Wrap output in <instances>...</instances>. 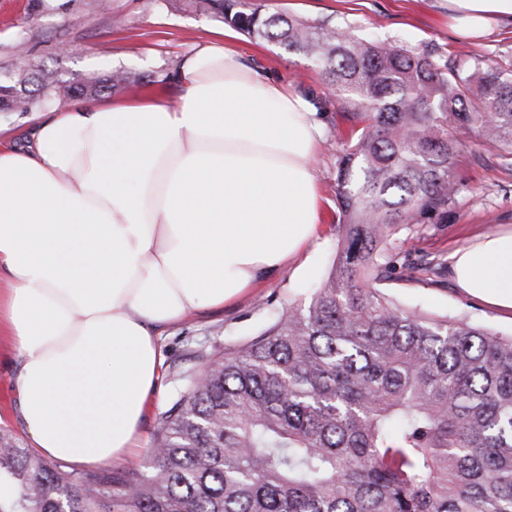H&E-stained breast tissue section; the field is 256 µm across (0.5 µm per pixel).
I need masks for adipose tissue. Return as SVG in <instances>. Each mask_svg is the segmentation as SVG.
I'll use <instances>...</instances> for the list:
<instances>
[{"label":"adipose tissue","instance_id":"ef3b65f1","mask_svg":"<svg viewBox=\"0 0 512 512\" xmlns=\"http://www.w3.org/2000/svg\"><path fill=\"white\" fill-rule=\"evenodd\" d=\"M451 30L512 29V0H448ZM176 100H69L0 148V333L35 448L123 458L160 392L156 339L300 259L321 231L323 124L309 98L230 44L174 62ZM455 283L512 310V231L452 255Z\"/></svg>","mask_w":512,"mask_h":512}]
</instances>
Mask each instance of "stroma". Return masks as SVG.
<instances>
[{
	"label": "stroma",
	"instance_id": "obj_1",
	"mask_svg": "<svg viewBox=\"0 0 512 512\" xmlns=\"http://www.w3.org/2000/svg\"><path fill=\"white\" fill-rule=\"evenodd\" d=\"M263 11H281L307 20L348 22L358 35L410 46L435 47L448 63L479 58L493 63L512 53V31L503 30L477 42L459 40L448 28L446 0H251ZM228 26L210 14L184 8L181 0H107L97 9L91 0H0V69L8 67L13 47L26 39L36 63L71 72L127 69L140 79L123 91L127 97H163V76L195 43L215 39ZM232 45L259 72L271 73L306 95L322 117L324 134L315 159L316 175L326 200L322 237L309 248L310 273L292 269L264 281L236 304L188 316L162 330L157 338L162 393L144 424L145 441H153L158 418L179 390L183 373L201 370L224 350L238 346L267 328L288 305L308 304L336 256L341 213L336 201V163L354 130L346 109L324 84L317 67L279 44L235 33ZM67 54H60V45ZM478 134H470L452 174L459 193L447 217L423 216L415 238L392 251L390 277L381 289L398 305L430 315H464L477 325L512 332V312L493 308L457 288L451 256L485 234L512 230V159L488 151ZM441 262L433 283L410 280L409 267L420 256ZM15 358L9 337L0 336V432L23 447L31 441L14 414Z\"/></svg>",
	"mask_w": 512,
	"mask_h": 512
}]
</instances>
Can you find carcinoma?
Returning a JSON list of instances; mask_svg holds the SVG:
<instances>
[{"label":"carcinoma","mask_w":512,"mask_h":512,"mask_svg":"<svg viewBox=\"0 0 512 512\" xmlns=\"http://www.w3.org/2000/svg\"><path fill=\"white\" fill-rule=\"evenodd\" d=\"M311 60L360 120L337 160L338 251L289 305L210 360L159 419L148 473L67 471L0 433V512H512V335L401 307L391 236L448 216L474 130L512 155V55L453 64L351 26L187 0ZM0 110L98 100L135 76L67 73L16 53Z\"/></svg>","instance_id":"obj_1"}]
</instances>
